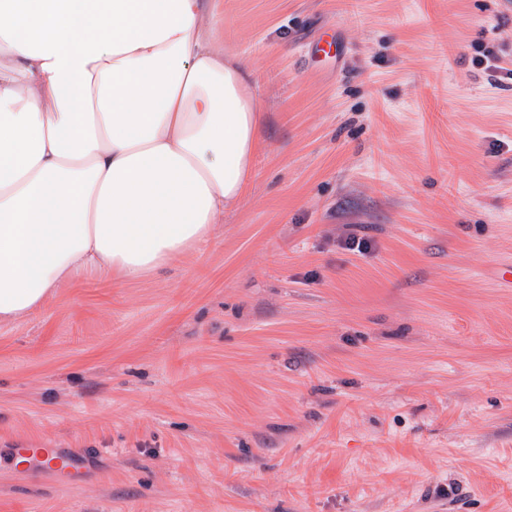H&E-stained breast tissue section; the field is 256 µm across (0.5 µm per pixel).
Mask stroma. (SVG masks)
<instances>
[{
  "mask_svg": "<svg viewBox=\"0 0 512 512\" xmlns=\"http://www.w3.org/2000/svg\"><path fill=\"white\" fill-rule=\"evenodd\" d=\"M217 2L247 195L0 323V512H512V0Z\"/></svg>",
  "mask_w": 512,
  "mask_h": 512,
  "instance_id": "stroma-1",
  "label": "stroma"
}]
</instances>
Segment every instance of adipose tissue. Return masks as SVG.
Here are the masks:
<instances>
[{"instance_id": "obj_1", "label": "adipose tissue", "mask_w": 512, "mask_h": 512, "mask_svg": "<svg viewBox=\"0 0 512 512\" xmlns=\"http://www.w3.org/2000/svg\"><path fill=\"white\" fill-rule=\"evenodd\" d=\"M203 0H0V321L87 271L136 279L215 233L261 142Z\"/></svg>"}]
</instances>
